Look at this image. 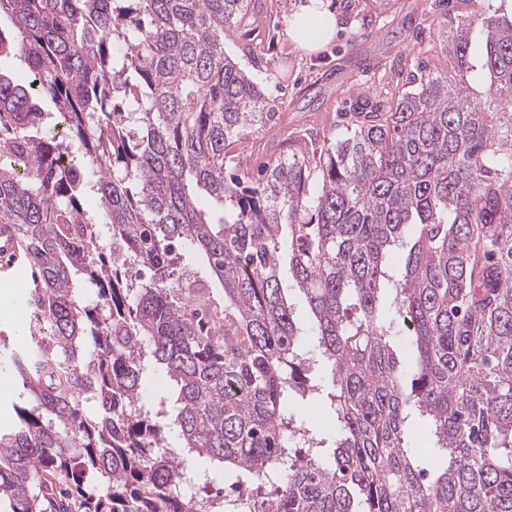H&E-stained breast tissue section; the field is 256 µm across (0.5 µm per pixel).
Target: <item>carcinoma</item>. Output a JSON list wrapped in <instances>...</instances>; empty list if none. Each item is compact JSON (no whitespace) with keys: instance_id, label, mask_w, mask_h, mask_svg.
Listing matches in <instances>:
<instances>
[{"instance_id":"cac0c4a2","label":"carcinoma","mask_w":512,"mask_h":512,"mask_svg":"<svg viewBox=\"0 0 512 512\" xmlns=\"http://www.w3.org/2000/svg\"><path fill=\"white\" fill-rule=\"evenodd\" d=\"M475 6L447 71L255 170L281 113L224 52L252 0H0L33 73L0 75V224L52 336L8 360L0 512H512V15ZM46 97L69 137L37 136ZM22 244L16 237L10 224L0 225V257L2 259L11 258L14 260L20 254ZM9 376L6 368L0 367V431L2 433L12 431L17 425V416L14 411L13 405H21L22 399L19 396V389L17 388L13 378L10 388ZM8 389V390H7ZM7 390V391H6ZM4 391V392H2ZM2 392V393H1Z\"/></svg>"}]
</instances>
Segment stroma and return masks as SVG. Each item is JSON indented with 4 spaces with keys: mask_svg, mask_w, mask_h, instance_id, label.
<instances>
[{
    "mask_svg": "<svg viewBox=\"0 0 512 512\" xmlns=\"http://www.w3.org/2000/svg\"><path fill=\"white\" fill-rule=\"evenodd\" d=\"M298 2L256 0L253 25L226 36L224 49L247 68V47L261 46L264 70L259 81L265 93L289 128H309L322 145L342 134L341 115L352 111L361 95L394 97L417 66L446 67L440 25L474 9L471 0H398L396 12L383 13L368 0H329L338 21L336 35L320 53L308 56L287 34V17ZM38 286L30 276L0 292V355L21 350L30 336H49L46 319L29 303ZM18 317L26 330L22 338L15 331Z\"/></svg>",
    "mask_w": 512,
    "mask_h": 512,
    "instance_id": "obj_1",
    "label": "stroma"
}]
</instances>
